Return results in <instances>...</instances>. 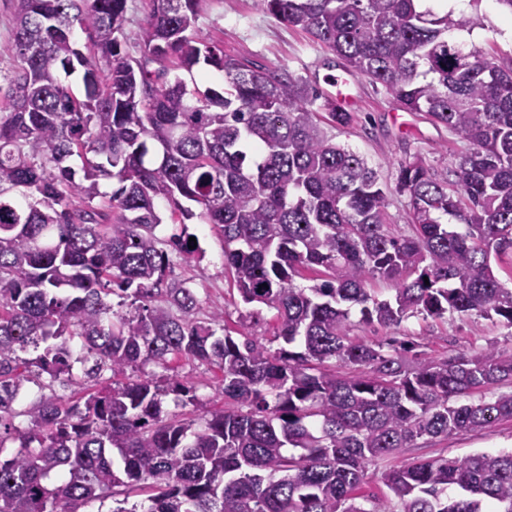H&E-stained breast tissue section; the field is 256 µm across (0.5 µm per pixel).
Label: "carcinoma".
I'll return each mask as SVG.
<instances>
[{
	"label": "carcinoma",
	"instance_id": "1",
	"mask_svg": "<svg viewBox=\"0 0 512 512\" xmlns=\"http://www.w3.org/2000/svg\"><path fill=\"white\" fill-rule=\"evenodd\" d=\"M197 2L151 0L134 57L127 0H16L0 76V447L15 444L0 512L144 490L146 512H512V450L393 465L382 479L397 504L358 502L370 463L512 420V392L470 399L512 386V352L412 360L393 337L348 334L354 306L385 327L451 312L512 326V288L491 266L512 255V65L458 37L470 20L422 0H259L473 145L452 180L400 167L413 234L397 236L387 185L320 126L323 94L224 56L195 32ZM195 69L224 73V87L171 76ZM78 71L81 93L61 78ZM103 178L119 187L101 192ZM160 199L181 217L166 238ZM194 217L224 238L242 302L276 310L284 346L233 337L221 312L198 319L194 289L170 277L172 256H201ZM319 268L322 282L294 285ZM375 277L398 281L391 298L367 292ZM175 359L218 367L228 406L209 409L185 376H133ZM27 383L49 393L19 413ZM57 383L84 394L65 401ZM170 396L194 416L168 410Z\"/></svg>",
	"mask_w": 512,
	"mask_h": 512
}]
</instances>
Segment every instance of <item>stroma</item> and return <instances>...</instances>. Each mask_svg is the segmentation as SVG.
Here are the masks:
<instances>
[{
  "label": "stroma",
  "mask_w": 512,
  "mask_h": 512,
  "mask_svg": "<svg viewBox=\"0 0 512 512\" xmlns=\"http://www.w3.org/2000/svg\"><path fill=\"white\" fill-rule=\"evenodd\" d=\"M454 13L471 20L478 38L470 46L482 50L499 64L512 63V39L505 36V16L495 0H455ZM195 28L202 37L221 46L233 59L246 58L269 68H285L303 76L317 88H324L328 77L343 73L344 66L326 46L301 29L288 26L266 12L258 0H200ZM352 92L355 103L351 121L333 128L337 143L364 158L381 181L390 188L386 222L397 232H407L412 223V208L406 194L396 190V177L402 164L422 159L429 171L447 174L458 158L471 149L470 144L422 112L402 111L381 85L365 77H355ZM403 113L410 123L402 131L394 121ZM205 257L197 263L178 264L174 274L189 279L200 301L202 316L220 312L224 323L236 335L253 337L276 349V317L272 309L244 305L234 286L233 275L224 267V240L209 225L191 224ZM349 334L356 340L377 341L394 335L413 346L415 353L432 359L452 354L477 355L489 346L512 351V327L494 319L456 313L441 318L420 315L404 320L390 329L361 320L359 308H352ZM172 372L192 377L197 394L211 407L219 408L224 398L219 390L221 372L217 367L176 359ZM512 449V421H496L479 432L460 433L445 439L401 449L399 460L461 457L480 452Z\"/></svg>",
  "instance_id": "1"
}]
</instances>
